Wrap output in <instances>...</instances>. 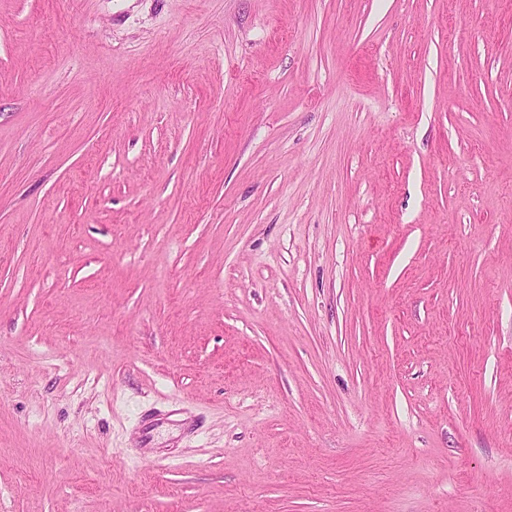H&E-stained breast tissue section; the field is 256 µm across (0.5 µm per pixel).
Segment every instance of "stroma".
<instances>
[{
    "label": "stroma",
    "mask_w": 512,
    "mask_h": 512,
    "mask_svg": "<svg viewBox=\"0 0 512 512\" xmlns=\"http://www.w3.org/2000/svg\"><path fill=\"white\" fill-rule=\"evenodd\" d=\"M0 512H512V0H0Z\"/></svg>",
    "instance_id": "stroma-1"
}]
</instances>
